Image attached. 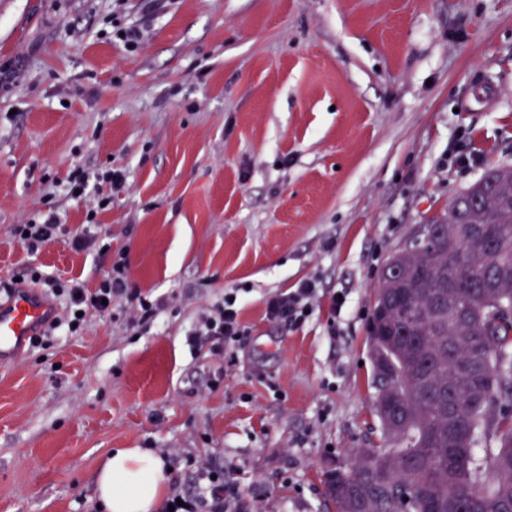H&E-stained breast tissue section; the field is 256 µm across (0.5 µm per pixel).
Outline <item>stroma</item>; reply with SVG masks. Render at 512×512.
Here are the masks:
<instances>
[{"label":"stroma","mask_w":512,"mask_h":512,"mask_svg":"<svg viewBox=\"0 0 512 512\" xmlns=\"http://www.w3.org/2000/svg\"><path fill=\"white\" fill-rule=\"evenodd\" d=\"M0 0V285L95 287L109 259L13 225L86 209L74 164L124 169L96 219L134 287L168 299L0 366V512H98L115 448L224 462L239 512H335L325 474L379 444L369 320L391 254L512 167V0ZM145 24L128 51L113 21ZM467 155L459 163L458 155ZM319 281L299 327L265 298ZM232 368L187 332L230 289ZM345 303L332 312V298ZM63 225L56 206L49 200L45 203V210L39 212L37 218L32 217L24 224L14 225L12 234L33 254L66 232ZM24 232H29V236H24Z\"/></svg>","instance_id":"1"}]
</instances>
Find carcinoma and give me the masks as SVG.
<instances>
[{"label":"carcinoma","instance_id":"obj_1","mask_svg":"<svg viewBox=\"0 0 512 512\" xmlns=\"http://www.w3.org/2000/svg\"><path fill=\"white\" fill-rule=\"evenodd\" d=\"M475 214L483 237L451 229L420 236L382 277L373 365L382 443L327 479L336 512H512V186ZM495 437L496 448L477 453Z\"/></svg>","mask_w":512,"mask_h":512}]
</instances>
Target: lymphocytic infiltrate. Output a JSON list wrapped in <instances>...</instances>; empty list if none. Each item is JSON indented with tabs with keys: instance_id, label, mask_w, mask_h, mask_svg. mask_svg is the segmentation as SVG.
<instances>
[{
	"instance_id": "f902f5d3",
	"label": "lymphocytic infiltrate",
	"mask_w": 512,
	"mask_h": 512,
	"mask_svg": "<svg viewBox=\"0 0 512 512\" xmlns=\"http://www.w3.org/2000/svg\"><path fill=\"white\" fill-rule=\"evenodd\" d=\"M125 174L121 169L105 166L95 171H73L67 181V194L75 200L99 194L103 187L121 188ZM61 219L53 203H46L38 216L25 223L14 225L12 233L19 238L29 253H36L48 242L63 234ZM70 245L76 251L97 248L100 254H111L112 262L105 268L95 288H87L79 278L66 281L51 275L33 272L31 284L42 288L45 294L60 299L64 303V314L54 316L32 337L35 346L50 344L52 337L72 335L84 326V318L89 314L111 315L114 306L129 309V324L140 328L150 324L166 308L167 303L160 298H150L141 289L131 284L130 269L125 252H112L110 243L101 239L95 211H88L86 222L81 230L70 238ZM317 284L309 279L297 288L269 295L265 300V316L272 322H286L302 325L310 314L313 301L317 297ZM249 331L240 318L238 294L225 292L209 314L201 317L200 323L191 333L193 349H207L210 355L222 358L225 365H232L234 350ZM197 479V492L185 495L173 491L169 498L173 512H226L230 498L237 494L235 485L224 480V463L217 458L207 457L194 463Z\"/></svg>"
}]
</instances>
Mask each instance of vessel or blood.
Returning <instances> with one entry per match:
<instances>
[{"instance_id": "obj_1", "label": "vessel or blood", "mask_w": 512, "mask_h": 512, "mask_svg": "<svg viewBox=\"0 0 512 512\" xmlns=\"http://www.w3.org/2000/svg\"><path fill=\"white\" fill-rule=\"evenodd\" d=\"M55 313L54 307L37 291L22 288L0 303V364L10 363L30 336Z\"/></svg>"}]
</instances>
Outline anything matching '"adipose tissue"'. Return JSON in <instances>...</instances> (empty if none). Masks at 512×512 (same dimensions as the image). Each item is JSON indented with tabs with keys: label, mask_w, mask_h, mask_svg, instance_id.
Instances as JSON below:
<instances>
[{
	"label": "adipose tissue",
	"mask_w": 512,
	"mask_h": 512,
	"mask_svg": "<svg viewBox=\"0 0 512 512\" xmlns=\"http://www.w3.org/2000/svg\"><path fill=\"white\" fill-rule=\"evenodd\" d=\"M165 462L145 448H117L101 467L97 490L106 512H160Z\"/></svg>",
	"instance_id": "ef3b65f1"
}]
</instances>
